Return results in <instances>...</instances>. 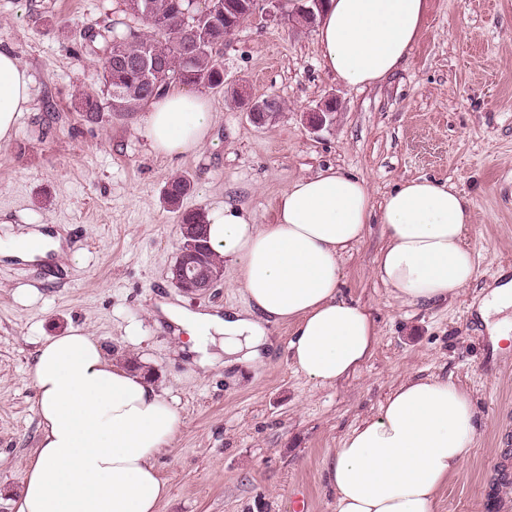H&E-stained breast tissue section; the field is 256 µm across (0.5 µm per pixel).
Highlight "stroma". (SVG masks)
<instances>
[{
  "mask_svg": "<svg viewBox=\"0 0 512 512\" xmlns=\"http://www.w3.org/2000/svg\"><path fill=\"white\" fill-rule=\"evenodd\" d=\"M429 5L407 64L364 88L322 68L317 27L247 21L219 55L211 144L165 158L149 146L144 114L91 124L75 108L79 92L101 87L102 62L83 30L121 18L120 0H0V48L28 69L33 94L0 143V512H13L40 435L35 348L71 326L142 372L178 412L157 459L169 486L160 512H296L301 498L308 512H336L324 468L340 438L401 382L430 374L466 387L477 410L475 448L442 490L440 512H503L512 501V480L498 475L512 450V349L493 348L475 305L512 277V0ZM239 93L278 98L285 110L255 125L235 105ZM329 100L331 124L312 131L308 112ZM330 165L362 177L377 206L405 178L454 184L473 205L466 241L477 278L448 303L402 304L375 274L383 239L372 225L342 262L343 296L370 311L378 333L358 372L333 386L306 379L288 358L289 325L272 328L263 363L199 371L160 303L221 313L245 298L230 263L201 297L171 282L179 218L164 200L168 179L192 178L184 209L230 201L268 224L290 182ZM40 224L64 229L63 254L7 257L11 234Z\"/></svg>",
  "mask_w": 512,
  "mask_h": 512,
  "instance_id": "obj_1",
  "label": "stroma"
}]
</instances>
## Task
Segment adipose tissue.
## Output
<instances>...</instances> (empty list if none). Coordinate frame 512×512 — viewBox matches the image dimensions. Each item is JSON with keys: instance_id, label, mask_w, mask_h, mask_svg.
Listing matches in <instances>:
<instances>
[{"instance_id": "adipose-tissue-1", "label": "adipose tissue", "mask_w": 512, "mask_h": 512, "mask_svg": "<svg viewBox=\"0 0 512 512\" xmlns=\"http://www.w3.org/2000/svg\"><path fill=\"white\" fill-rule=\"evenodd\" d=\"M428 0H328L318 28L325 70L350 86H372L408 61L420 39ZM31 103V77L0 48V142ZM215 114L202 93L173 86L153 100L145 133L153 152H197ZM382 226L375 272L395 299L432 307L477 276L465 237L469 198L448 182L405 179L374 211L364 180L327 167L288 184L272 223L227 202L206 213L213 249L234 264L246 306L225 315L162 305L187 335L195 365L262 363L267 327L294 328L290 359L304 377L337 384L372 354L377 330L363 306L345 300L341 260ZM62 232L13 236L11 254L37 261L60 251ZM512 281L480 305L493 343L512 340ZM41 429L14 512H159L168 486L155 467L178 430L172 403L138 372L114 364L82 328L46 337L31 368ZM477 435L470 393L436 376L409 378L375 416L339 441L325 468L336 512H437L440 490L471 458Z\"/></svg>"}]
</instances>
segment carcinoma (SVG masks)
<instances>
[{"instance_id": "cac0c4a2", "label": "carcinoma", "mask_w": 512, "mask_h": 512, "mask_svg": "<svg viewBox=\"0 0 512 512\" xmlns=\"http://www.w3.org/2000/svg\"><path fill=\"white\" fill-rule=\"evenodd\" d=\"M215 10L194 16L187 11V0H141L142 12L130 14L129 20L142 22L152 33L126 30L132 39L116 43L122 36L113 26L85 27L83 38L93 53L103 61L101 83L106 96L83 93L80 112L88 122H100L104 113L132 117L145 111L159 91L176 80L208 89L224 86V67L218 51L224 35L237 29L246 19L249 0H218ZM192 190V180L182 174L169 178L164 199L179 213V223L197 224L205 230V213L181 210L183 200ZM219 256L211 247L191 257L196 268H218Z\"/></svg>"}]
</instances>
